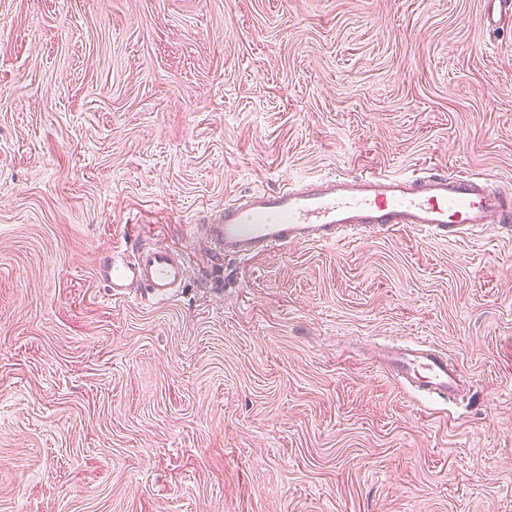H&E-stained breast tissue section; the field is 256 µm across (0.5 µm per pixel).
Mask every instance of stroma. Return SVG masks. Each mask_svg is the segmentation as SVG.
I'll return each instance as SVG.
<instances>
[{
  "instance_id": "obj_1",
  "label": "stroma",
  "mask_w": 512,
  "mask_h": 512,
  "mask_svg": "<svg viewBox=\"0 0 512 512\" xmlns=\"http://www.w3.org/2000/svg\"><path fill=\"white\" fill-rule=\"evenodd\" d=\"M489 0H0V512H512V233L241 264L226 200L333 174L512 187ZM145 236L191 277L112 299ZM427 341L473 388L401 389Z\"/></svg>"
}]
</instances>
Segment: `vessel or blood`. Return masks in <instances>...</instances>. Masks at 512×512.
Returning a JSON list of instances; mask_svg holds the SVG:
<instances>
[{"mask_svg":"<svg viewBox=\"0 0 512 512\" xmlns=\"http://www.w3.org/2000/svg\"><path fill=\"white\" fill-rule=\"evenodd\" d=\"M485 224L512 228V190L495 186L488 176L370 171L241 194L208 222L205 241L219 258L247 262L294 243H333L374 228L452 238ZM188 269L186 254L139 237L130 254L107 259L101 275L113 297H126L137 287L162 303L176 296ZM387 370L404 388L444 400L460 393L455 364L423 341L393 347Z\"/></svg>","mask_w":512,"mask_h":512,"instance_id":"1","label":"vessel or blood"}]
</instances>
